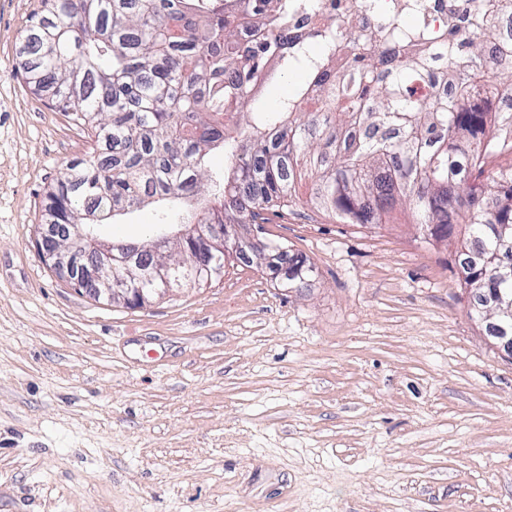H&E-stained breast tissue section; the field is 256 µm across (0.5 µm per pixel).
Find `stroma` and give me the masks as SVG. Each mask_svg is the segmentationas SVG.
Here are the masks:
<instances>
[{
	"label": "stroma",
	"mask_w": 512,
	"mask_h": 512,
	"mask_svg": "<svg viewBox=\"0 0 512 512\" xmlns=\"http://www.w3.org/2000/svg\"><path fill=\"white\" fill-rule=\"evenodd\" d=\"M39 9L0 0V512H512V356L471 315L463 226L346 224L305 178L263 233L314 265L302 288L232 258L134 309L42 262L47 191L108 150L24 80Z\"/></svg>",
	"instance_id": "obj_1"
}]
</instances>
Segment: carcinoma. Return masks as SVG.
<instances>
[{"label":"carcinoma","mask_w":512,"mask_h":512,"mask_svg":"<svg viewBox=\"0 0 512 512\" xmlns=\"http://www.w3.org/2000/svg\"><path fill=\"white\" fill-rule=\"evenodd\" d=\"M416 3L354 36L336 21L299 29L288 0H41L29 32L44 49L26 83L111 150L67 166L48 193L51 224L95 228L181 201L194 209L187 224H262L294 201L305 159L310 202L345 224H382L407 205L428 237L464 224L460 249L476 237L483 255H504L512 167L485 165L512 153V139L490 136L500 113L484 110L479 91L512 93L502 32L512 0H480L445 39L404 22ZM276 69L303 70L307 81L272 111L247 109ZM439 69L447 93L416 96ZM219 144L224 173L214 175L207 155ZM195 248L178 238L160 259L202 284ZM285 257L288 287L313 277L303 254ZM463 283L479 303L494 288L512 292L498 260Z\"/></svg>","instance_id":"cac0c4a2"}]
</instances>
